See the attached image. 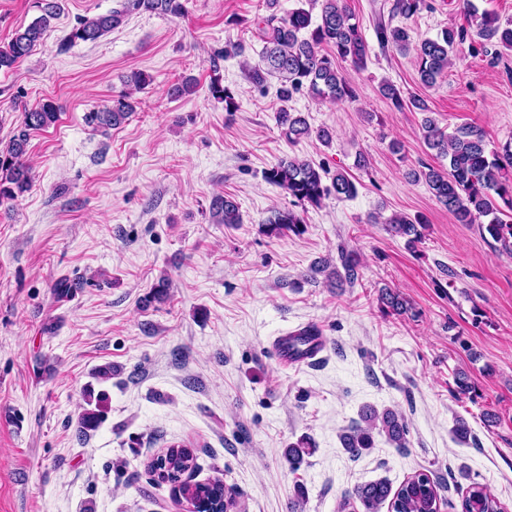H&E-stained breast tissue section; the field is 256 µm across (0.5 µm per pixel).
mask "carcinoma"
<instances>
[{
	"instance_id": "obj_1",
	"label": "carcinoma",
	"mask_w": 512,
	"mask_h": 512,
	"mask_svg": "<svg viewBox=\"0 0 512 512\" xmlns=\"http://www.w3.org/2000/svg\"><path fill=\"white\" fill-rule=\"evenodd\" d=\"M319 22L312 24L311 14L304 8L288 11L285 16L273 12L278 0H266L272 13L263 18L261 63L249 73L250 82L261 87L267 77L280 78L277 90L280 98L288 100L302 88L316 98L331 101L354 100L357 97L349 73L338 69L336 59L350 63L355 70L366 67L369 46L363 36L359 20L351 13L344 0H319ZM475 36L491 46L512 50V22L501 23L489 11L480 12L472 0H463ZM189 0H120L119 7L106 14L82 17L70 31L66 44L95 42L120 26L132 13H151L173 18L187 13ZM41 15L30 25L15 32L8 44L0 48V70H10L27 58L39 45L50 21L61 14V0H38ZM423 0H395L393 12L410 17L416 14ZM466 29H446L436 38L414 42L408 30L401 26L379 24L376 36L382 47L391 46L401 53L414 52L420 82L425 86L436 84L437 79L451 65V53L467 38ZM327 47L331 53H323ZM212 96L224 101L225 110L233 112L237 102L233 93L215 81L211 84ZM134 111L133 101L124 95L112 101V106L89 112L88 124L102 129L120 127ZM58 121L57 107L47 100L38 107L24 110L13 136L0 147V205L15 201L29 190L32 182L31 168L27 163L30 134L44 130ZM276 122L290 142L302 137L315 136L323 144L330 143V131L321 127L311 129L299 112L281 110ZM423 137L426 145L437 155L448 160V166L427 167L422 172L412 171L410 176L425 179L435 199L448 210L459 224H477L495 243V249L512 255V141L487 150L483 131L476 125L466 124L451 133H445L430 116L423 118ZM326 170L307 160L295 157L281 158L264 171L265 179L285 190L297 205H319L334 195L352 198L357 186L352 177L338 172L331 182H325ZM212 215L219 224L241 223L240 207L230 195L217 194L211 202ZM385 230L393 237L406 239L413 247L423 237L425 221L417 216L410 218L394 213L382 220ZM269 232L280 235L286 231L300 232L303 220L293 209L278 210L267 220ZM339 265L332 268L326 260L311 267L312 276L322 274L325 279L341 288L357 280L359 256L344 248L338 252ZM381 302L398 315L412 310V304L400 293L382 289ZM90 407L83 409L77 420V432L88 437L95 432L106 417L108 406L104 395L88 399ZM385 434L397 448L408 444L409 423L401 413L386 409L378 412L372 406L361 410L360 422L342 435L345 452L351 458L360 456L373 444V432ZM312 448L303 437L287 450L291 465L300 464ZM196 467L193 450L187 445H173L146 465L152 483L168 484L172 495L185 504L187 512H227L234 506L232 493L224 480L215 477L204 483L184 478ZM461 477L469 484L462 496V512H507L506 507L489 491L488 487L465 472ZM442 499L438 485L426 471H418L398 488L385 480L369 482L356 487L339 504L341 512H440Z\"/></svg>"
}]
</instances>
